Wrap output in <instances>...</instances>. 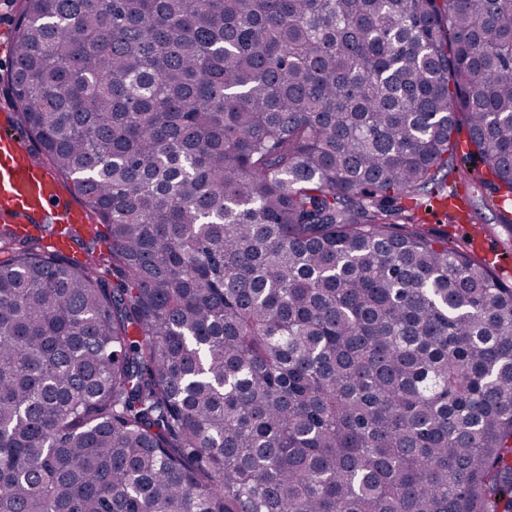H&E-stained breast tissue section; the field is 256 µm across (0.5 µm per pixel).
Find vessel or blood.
<instances>
[{
    "label": "vessel or blood",
    "mask_w": 512,
    "mask_h": 512,
    "mask_svg": "<svg viewBox=\"0 0 512 512\" xmlns=\"http://www.w3.org/2000/svg\"><path fill=\"white\" fill-rule=\"evenodd\" d=\"M49 218L77 224L84 216L64 205L55 174L28 161L18 136L0 133V221L23 236L29 233L32 222Z\"/></svg>",
    "instance_id": "1"
}]
</instances>
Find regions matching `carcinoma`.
Segmentation results:
<instances>
[{"instance_id":"obj_1","label":"carcinoma","mask_w":512,"mask_h":512,"mask_svg":"<svg viewBox=\"0 0 512 512\" xmlns=\"http://www.w3.org/2000/svg\"><path fill=\"white\" fill-rule=\"evenodd\" d=\"M7 84L98 223L0 228V512H512V286L396 207L512 196V0H22Z\"/></svg>"}]
</instances>
